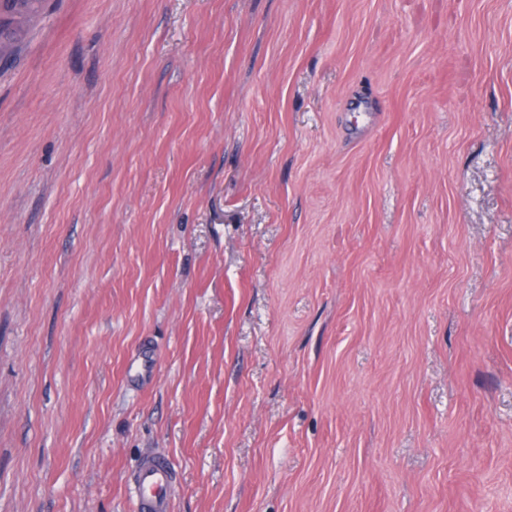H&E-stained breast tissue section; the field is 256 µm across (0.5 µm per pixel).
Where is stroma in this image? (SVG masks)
<instances>
[{
	"label": "stroma",
	"instance_id": "stroma-1",
	"mask_svg": "<svg viewBox=\"0 0 512 512\" xmlns=\"http://www.w3.org/2000/svg\"><path fill=\"white\" fill-rule=\"evenodd\" d=\"M155 452L170 512H512V0H46L0 512H136ZM154 355L149 348L141 349L132 356L131 383L143 384L152 379ZM174 483L172 468L165 458H143L132 478L131 495L137 512H169Z\"/></svg>",
	"mask_w": 512,
	"mask_h": 512
}]
</instances>
